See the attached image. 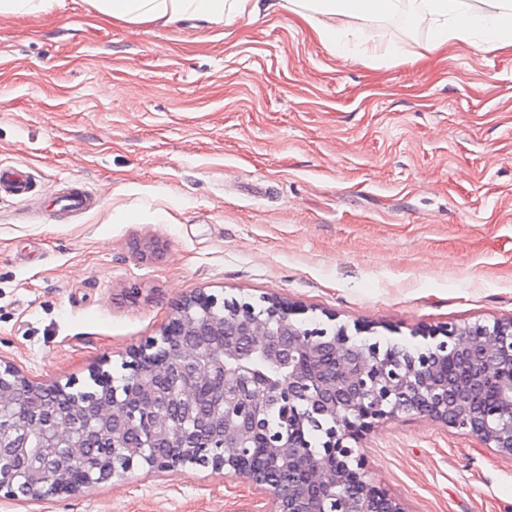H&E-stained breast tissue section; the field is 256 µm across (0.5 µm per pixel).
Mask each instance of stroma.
I'll return each mask as SVG.
<instances>
[{
  "label": "stroma",
  "instance_id": "obj_1",
  "mask_svg": "<svg viewBox=\"0 0 512 512\" xmlns=\"http://www.w3.org/2000/svg\"><path fill=\"white\" fill-rule=\"evenodd\" d=\"M402 58L339 56L300 19L168 27L86 0L0 16V359L80 389L158 335L199 288L302 304L381 346L415 328L512 318V51L428 52L398 19L353 24ZM70 187L88 211L51 210ZM156 238L162 258L130 243ZM141 289L137 300L126 290ZM368 478L409 512H512V459L428 416L364 438ZM209 467L131 470L0 512H269ZM24 197L30 191L28 172L20 166L0 165V192Z\"/></svg>",
  "mask_w": 512,
  "mask_h": 512
}]
</instances>
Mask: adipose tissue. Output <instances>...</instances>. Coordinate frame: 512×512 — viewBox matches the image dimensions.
<instances>
[{
	"instance_id": "1",
	"label": "adipose tissue",
	"mask_w": 512,
	"mask_h": 512,
	"mask_svg": "<svg viewBox=\"0 0 512 512\" xmlns=\"http://www.w3.org/2000/svg\"><path fill=\"white\" fill-rule=\"evenodd\" d=\"M97 14L132 25L168 26L185 19L231 23L288 13L324 45L350 52V25L405 16L425 29L429 50L456 43L512 48V0H88Z\"/></svg>"
}]
</instances>
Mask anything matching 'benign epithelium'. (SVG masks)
I'll return each instance as SVG.
<instances>
[{
	"label": "benign epithelium",
	"instance_id": "obj_1",
	"mask_svg": "<svg viewBox=\"0 0 512 512\" xmlns=\"http://www.w3.org/2000/svg\"><path fill=\"white\" fill-rule=\"evenodd\" d=\"M145 257L163 252L155 241L132 242ZM266 315L249 303L224 307L219 295L197 289L173 305L160 336L129 351L130 373L122 392L106 384L83 402L65 389L29 378L0 360V491L40 501L109 482L115 468L84 466L96 442L108 458L155 473L195 466L199 437L214 449L211 467L248 480L268 496L272 512H324L339 498L344 512H408L386 489L366 479L354 445L402 415H428L464 431L496 454L512 457V318L477 325L423 327L428 351L402 360L373 344L359 347L344 324L302 327L305 308L277 296ZM245 335L271 364L288 358V379L267 381L245 367L229 337ZM220 383L211 396L213 414H197L200 388ZM288 413V430L263 432L268 410ZM330 423L313 452L295 425L313 416ZM40 431L31 452L29 433Z\"/></svg>",
	"mask_w": 512,
	"mask_h": 512
}]
</instances>
